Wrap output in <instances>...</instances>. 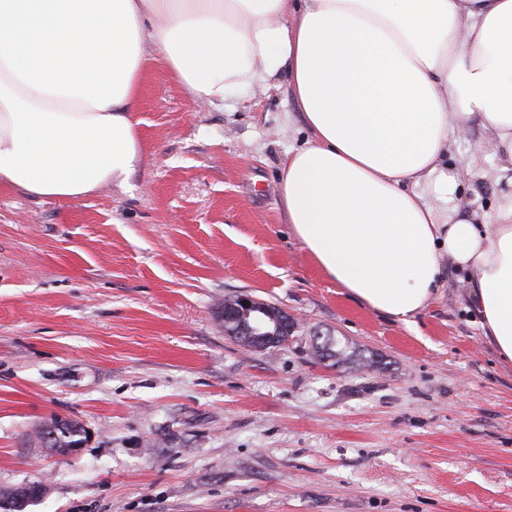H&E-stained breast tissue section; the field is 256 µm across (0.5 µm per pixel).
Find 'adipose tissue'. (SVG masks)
<instances>
[{"label": "adipose tissue", "instance_id": "adipose-tissue-1", "mask_svg": "<svg viewBox=\"0 0 512 512\" xmlns=\"http://www.w3.org/2000/svg\"><path fill=\"white\" fill-rule=\"evenodd\" d=\"M155 63L211 104L287 76L280 208L318 268L406 325L461 274L512 365V0H0V188L125 185ZM474 127L504 184L482 218L447 163Z\"/></svg>", "mask_w": 512, "mask_h": 512}]
</instances>
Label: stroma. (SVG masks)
Masks as SVG:
<instances>
[{
  "label": "stroma",
  "instance_id": "1",
  "mask_svg": "<svg viewBox=\"0 0 512 512\" xmlns=\"http://www.w3.org/2000/svg\"><path fill=\"white\" fill-rule=\"evenodd\" d=\"M293 109L284 77L215 106L158 65L124 187L0 189V492L41 481L25 512H512V366L455 276L408 327L316 267L278 205ZM449 163L463 211L490 212L487 134ZM242 294L293 336L225 334ZM318 336L352 361L314 358ZM56 417L89 431L78 455L37 438Z\"/></svg>",
  "mask_w": 512,
  "mask_h": 512
}]
</instances>
